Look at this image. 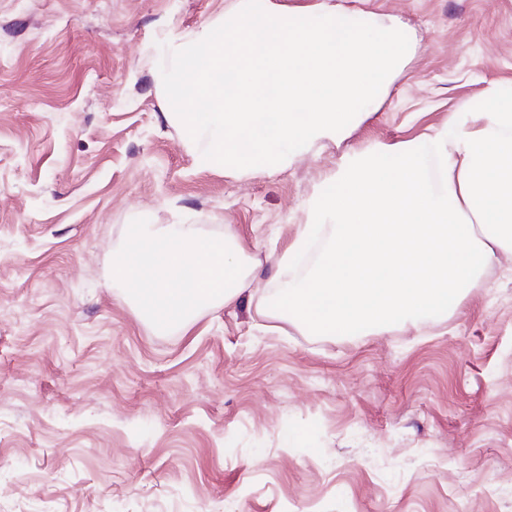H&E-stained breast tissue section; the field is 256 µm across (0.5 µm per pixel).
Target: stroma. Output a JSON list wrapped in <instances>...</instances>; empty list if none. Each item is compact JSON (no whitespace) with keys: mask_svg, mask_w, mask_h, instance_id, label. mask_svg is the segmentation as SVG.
<instances>
[{"mask_svg":"<svg viewBox=\"0 0 512 512\" xmlns=\"http://www.w3.org/2000/svg\"><path fill=\"white\" fill-rule=\"evenodd\" d=\"M333 2L410 54L347 135L250 172L198 166L159 68L240 0H0V512H512V253L444 319L263 311L342 154L512 91V0ZM137 218L232 227L253 287L156 328L112 273Z\"/></svg>","mask_w":512,"mask_h":512,"instance_id":"obj_1","label":"stroma"}]
</instances>
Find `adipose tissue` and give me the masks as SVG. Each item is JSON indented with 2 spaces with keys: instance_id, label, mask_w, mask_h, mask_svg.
I'll return each instance as SVG.
<instances>
[{
  "instance_id": "ef3b65f1",
  "label": "adipose tissue",
  "mask_w": 512,
  "mask_h": 512,
  "mask_svg": "<svg viewBox=\"0 0 512 512\" xmlns=\"http://www.w3.org/2000/svg\"><path fill=\"white\" fill-rule=\"evenodd\" d=\"M305 279L292 269L317 232ZM512 253V93L449 113L446 134L345 154L278 264L271 316L351 336L447 316Z\"/></svg>"
}]
</instances>
